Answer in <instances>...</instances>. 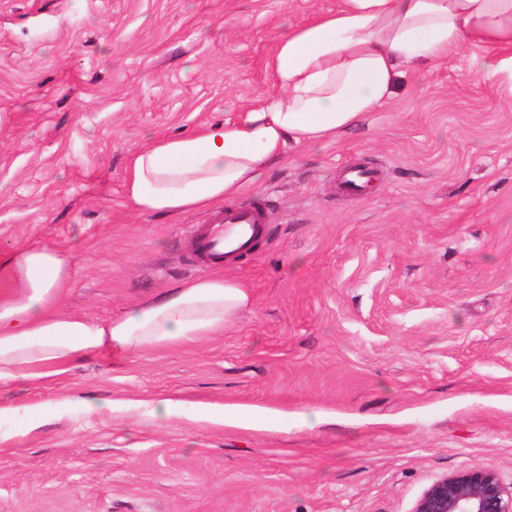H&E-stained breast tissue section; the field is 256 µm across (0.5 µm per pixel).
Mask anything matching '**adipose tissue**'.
<instances>
[{"label": "adipose tissue", "instance_id": "1", "mask_svg": "<svg viewBox=\"0 0 512 512\" xmlns=\"http://www.w3.org/2000/svg\"><path fill=\"white\" fill-rule=\"evenodd\" d=\"M468 47L478 73L512 80V0H342L278 39L266 64L273 91L258 105L132 155L125 194L139 212L170 215L233 199L289 145L336 140L384 108L406 69ZM70 278L65 250L0 247V387L64 374L92 353L188 345L250 304L243 283L216 271L92 321L64 309Z\"/></svg>", "mask_w": 512, "mask_h": 512}]
</instances>
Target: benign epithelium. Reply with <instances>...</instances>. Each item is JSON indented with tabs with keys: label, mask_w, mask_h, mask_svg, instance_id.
Here are the masks:
<instances>
[{
	"label": "benign epithelium",
	"mask_w": 512,
	"mask_h": 512,
	"mask_svg": "<svg viewBox=\"0 0 512 512\" xmlns=\"http://www.w3.org/2000/svg\"><path fill=\"white\" fill-rule=\"evenodd\" d=\"M411 512H512V483L485 467L447 474L424 490Z\"/></svg>",
	"instance_id": "7a95c632"
}]
</instances>
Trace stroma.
Segmentation results:
<instances>
[{
    "label": "stroma",
    "instance_id": "obj_1",
    "mask_svg": "<svg viewBox=\"0 0 512 512\" xmlns=\"http://www.w3.org/2000/svg\"><path fill=\"white\" fill-rule=\"evenodd\" d=\"M340 5L0 0V247L67 250L64 302L93 321L208 274L191 231L213 209L138 212L127 160L239 117L279 37ZM472 55L231 199L266 233L224 270L252 304L222 334L1 388L43 418L0 422V512H411L447 474L511 482L512 85ZM357 164L375 187L343 193ZM166 397L259 417L143 416Z\"/></svg>",
    "mask_w": 512,
    "mask_h": 512
}]
</instances>
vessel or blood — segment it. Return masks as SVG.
<instances>
[{
	"instance_id": "1",
	"label": "vessel or blood",
	"mask_w": 512,
	"mask_h": 512,
	"mask_svg": "<svg viewBox=\"0 0 512 512\" xmlns=\"http://www.w3.org/2000/svg\"><path fill=\"white\" fill-rule=\"evenodd\" d=\"M374 179L372 172L349 168L340 183L342 191L360 193ZM264 222L259 208H230L213 224L194 233V251L199 259H220L225 251H249L257 237L262 235Z\"/></svg>"
}]
</instances>
